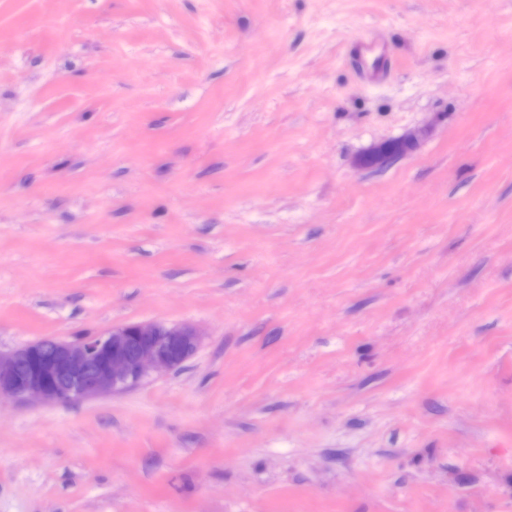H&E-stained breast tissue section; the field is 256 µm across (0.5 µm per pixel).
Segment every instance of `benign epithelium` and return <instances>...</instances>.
Here are the masks:
<instances>
[{"instance_id": "7a95c632", "label": "benign epithelium", "mask_w": 512, "mask_h": 512, "mask_svg": "<svg viewBox=\"0 0 512 512\" xmlns=\"http://www.w3.org/2000/svg\"><path fill=\"white\" fill-rule=\"evenodd\" d=\"M413 136L385 142L363 165H382L403 154ZM200 331L189 324L139 322L76 340L45 338L0 351V397L17 402L69 405L106 397L174 370L196 352Z\"/></svg>"}]
</instances>
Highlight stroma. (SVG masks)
I'll return each mask as SVG.
<instances>
[{"instance_id": "1", "label": "stroma", "mask_w": 512, "mask_h": 512, "mask_svg": "<svg viewBox=\"0 0 512 512\" xmlns=\"http://www.w3.org/2000/svg\"><path fill=\"white\" fill-rule=\"evenodd\" d=\"M147 321L0 512H512V0H0V349ZM414 137L407 135L405 138L385 142L380 145L370 156L360 161L363 165H382L389 160L403 154L411 145Z\"/></svg>"}]
</instances>
